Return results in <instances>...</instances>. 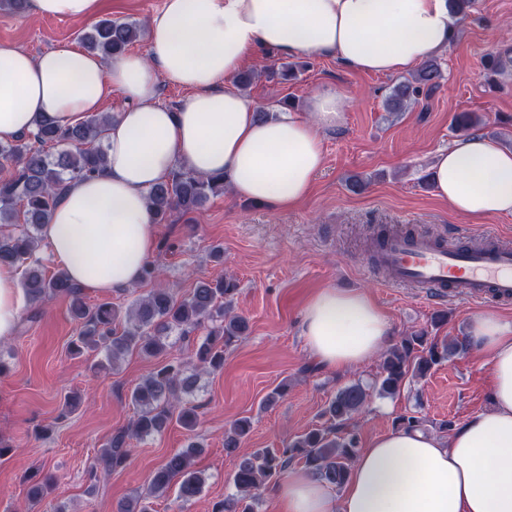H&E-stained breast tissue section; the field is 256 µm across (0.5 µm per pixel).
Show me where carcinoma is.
Segmentation results:
<instances>
[{"label":"carcinoma","mask_w":512,"mask_h":512,"mask_svg":"<svg viewBox=\"0 0 512 512\" xmlns=\"http://www.w3.org/2000/svg\"><path fill=\"white\" fill-rule=\"evenodd\" d=\"M142 35L138 22L102 19L81 35L91 53L114 56L123 53ZM441 64L429 58L411 77L400 81L386 102L389 112H404L416 102L420 92L433 89L441 78ZM111 115L101 112L75 126H63L42 118L33 131L9 143L0 144V224L14 225L19 231L0 233V264H11L20 271V286L27 302L38 305L58 295L71 298L70 314L77 325L70 352L97 350L117 361L129 350L147 358L159 357L169 349L168 338L176 333L186 337L203 327L206 334L194 357L201 368L216 371L224 366V349L232 346L248 330L247 320L231 312L239 291L232 276L200 282L188 297L179 299L166 289L157 288L135 300L126 313L110 301L89 304L84 290L58 270L48 272L39 255L41 231L68 186L81 178L101 172L106 162L104 134ZM64 142L68 148L54 155L46 146ZM224 193V176L198 175L185 167L171 172L147 194L153 223L164 224L174 211L184 214L199 210L211 197ZM469 338L456 336L439 340L424 332L403 336L382 355L379 371L370 384L361 381L336 391L323 411L326 425L313 428L276 452L257 451L242 458L233 475L236 493L224 497L212 512H254L269 482L284 474L295 458L324 483L343 488L350 465L358 453L359 439L354 416L365 410L372 396L393 397L406 383L426 376L452 355L467 351ZM196 374L173 358L149 372L131 390L137 414L129 426L117 431L102 449L101 459L113 469L126 465L132 439L160 433L171 421L195 430L196 407L182 405L183 395L193 392ZM252 429L249 417L236 419L224 431V451L231 455ZM199 444L191 442L156 469L145 488L121 512H154L152 500L176 488L177 498L188 502L203 490L202 471L193 467ZM55 475L28 489L31 505L42 502L54 483Z\"/></svg>","instance_id":"carcinoma-1"}]
</instances>
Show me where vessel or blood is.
Instances as JSON below:
<instances>
[{
  "mask_svg": "<svg viewBox=\"0 0 512 512\" xmlns=\"http://www.w3.org/2000/svg\"><path fill=\"white\" fill-rule=\"evenodd\" d=\"M379 264L396 286L428 288L438 296L512 301V245L494 236L442 242L394 233L379 250Z\"/></svg>",
  "mask_w": 512,
  "mask_h": 512,
  "instance_id": "b4317fda",
  "label": "vessel or blood"
}]
</instances>
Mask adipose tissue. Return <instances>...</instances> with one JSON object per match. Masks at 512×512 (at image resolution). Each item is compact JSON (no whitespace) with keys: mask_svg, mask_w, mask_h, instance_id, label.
<instances>
[{"mask_svg":"<svg viewBox=\"0 0 512 512\" xmlns=\"http://www.w3.org/2000/svg\"><path fill=\"white\" fill-rule=\"evenodd\" d=\"M100 0H28L39 17L89 19ZM447 0H163L145 53L104 62L61 46L31 55L0 42V142L52 118L75 125L103 112L113 90L127 99L106 132L103 172L76 181L43 241L78 286L109 293L138 284L156 244L147 193L176 165L223 175L243 202L291 209L324 163L322 137L347 109L342 92L316 90L299 114L260 120L231 82L260 47L278 56H335L349 68L398 74L445 50L459 26ZM192 88L176 109L158 102L161 79ZM439 199L459 215H512V151L474 136L439 151L431 167ZM19 270L0 265V340L17 332ZM301 334L317 360L346 370L391 340L365 293L324 288L302 311ZM469 337L491 367L488 410L449 438L397 429L361 449L342 494L292 468L279 512H512V321L475 316Z\"/></svg>","mask_w":512,"mask_h":512,"instance_id":"adipose-tissue-1","label":"adipose tissue"}]
</instances>
